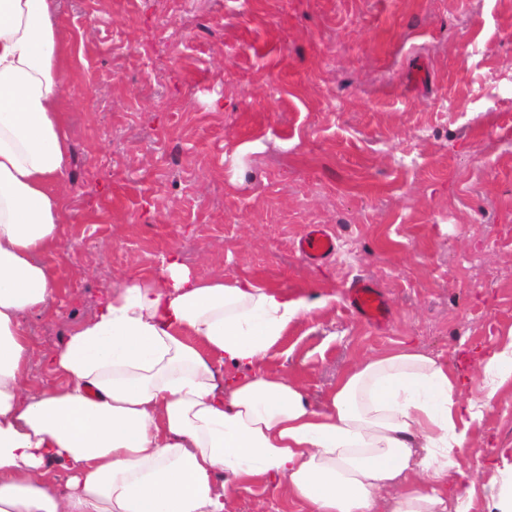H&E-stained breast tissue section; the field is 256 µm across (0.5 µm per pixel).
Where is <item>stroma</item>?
<instances>
[{"label": "stroma", "mask_w": 512, "mask_h": 512, "mask_svg": "<svg viewBox=\"0 0 512 512\" xmlns=\"http://www.w3.org/2000/svg\"><path fill=\"white\" fill-rule=\"evenodd\" d=\"M74 55L64 288L29 323L38 351L129 272L177 249L204 277L313 300L267 362L322 404L362 357L415 346L481 398L480 360L512 333V0H60ZM336 254L309 263V225ZM389 307L377 329L346 284ZM512 463V383L460 459L470 512ZM229 512H301L277 478ZM346 298L352 309L374 325L387 318V305L379 291L362 279L352 280L346 288Z\"/></svg>", "instance_id": "35a3bbf8"}]
</instances>
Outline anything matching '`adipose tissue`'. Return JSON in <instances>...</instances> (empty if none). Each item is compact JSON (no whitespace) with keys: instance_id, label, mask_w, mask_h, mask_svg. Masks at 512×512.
Instances as JSON below:
<instances>
[{"instance_id":"ef3b65f1","label":"adipose tissue","mask_w":512,"mask_h":512,"mask_svg":"<svg viewBox=\"0 0 512 512\" xmlns=\"http://www.w3.org/2000/svg\"><path fill=\"white\" fill-rule=\"evenodd\" d=\"M56 0H0V512H227L278 477L308 512H469L448 484L471 427L512 380V335L461 403L447 362L407 346L360 359L322 407L263 368L316 304L246 278H200L175 252L126 276L27 385V318L63 284L71 59ZM63 466L57 481L52 464Z\"/></svg>"}]
</instances>
